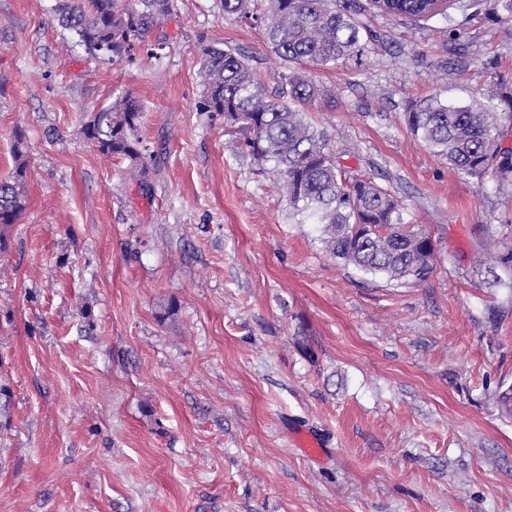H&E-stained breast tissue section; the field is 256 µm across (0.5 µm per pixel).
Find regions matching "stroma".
Wrapping results in <instances>:
<instances>
[{"label":"stroma","instance_id":"stroma-1","mask_svg":"<svg viewBox=\"0 0 512 512\" xmlns=\"http://www.w3.org/2000/svg\"><path fill=\"white\" fill-rule=\"evenodd\" d=\"M57 5L0 0V178L15 131L29 162L0 256V512H512V181L477 185L405 123L432 94L512 91V22L370 16L360 63L312 73L334 101L310 123L432 236V275L397 282L333 258L205 111L202 44L273 86L262 30L170 0L108 62ZM127 95L142 184L84 134ZM294 445L313 458H318L323 453L324 440L317 437L310 429L300 426L292 432Z\"/></svg>","mask_w":512,"mask_h":512}]
</instances>
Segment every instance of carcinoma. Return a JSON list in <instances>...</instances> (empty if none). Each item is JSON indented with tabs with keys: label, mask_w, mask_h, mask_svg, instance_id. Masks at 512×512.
Returning <instances> with one entry per match:
<instances>
[{
	"label": "carcinoma",
	"mask_w": 512,
	"mask_h": 512,
	"mask_svg": "<svg viewBox=\"0 0 512 512\" xmlns=\"http://www.w3.org/2000/svg\"><path fill=\"white\" fill-rule=\"evenodd\" d=\"M251 0H224V12L263 29L272 51L284 63L276 87L259 82L250 65L231 49L205 45L200 76L206 107L244 133V146L258 162L277 168V189L292 213L321 226L331 255L347 265L391 280H426L434 269L435 245L421 226L404 222L403 207L388 189L341 166L324 134L305 119L304 108L329 102L327 89L309 76L315 68L360 61L376 38L362 16L375 12L393 19L429 21L447 15L456 0H270L262 14ZM497 21H512V0H469ZM169 11V0H61L58 21L93 56L112 58L128 51L131 40ZM504 108L475 96L451 103L438 96L413 102L405 112L411 134L457 173L481 184L487 177H512V94L500 95ZM142 104L127 96L95 113L86 136L106 155L131 161L138 180L148 171L138 129ZM23 136L15 137L14 170L0 179V255L8 231L26 207L27 155Z\"/></svg>",
	"instance_id": "obj_1"
}]
</instances>
